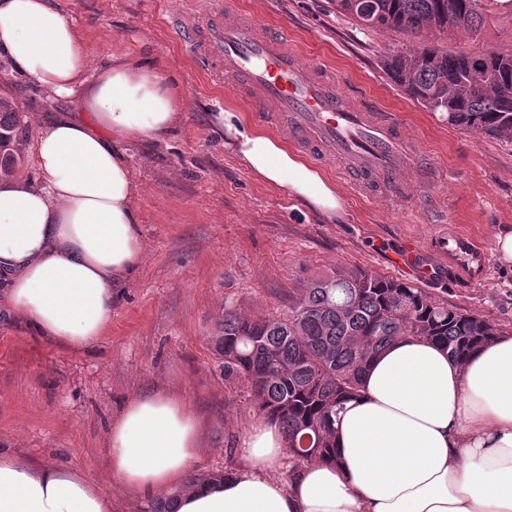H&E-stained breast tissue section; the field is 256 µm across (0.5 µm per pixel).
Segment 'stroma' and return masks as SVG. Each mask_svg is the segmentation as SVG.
Listing matches in <instances>:
<instances>
[{"label": "stroma", "mask_w": 512, "mask_h": 512, "mask_svg": "<svg viewBox=\"0 0 512 512\" xmlns=\"http://www.w3.org/2000/svg\"><path fill=\"white\" fill-rule=\"evenodd\" d=\"M80 27L89 65L132 56L178 86L185 119L164 139L132 141L127 161L145 251L133 280L112 303V330L86 353L66 352L23 325L0 321V450L76 465L112 495V512H139L145 500L103 466L111 419L133 397L151 391L184 395L207 419V446L194 470L224 472L226 452L257 413L247 386L228 383L215 348L225 306L244 317L281 316L291 296L336 271L365 270L421 289L433 300L512 331V264L496 249L512 225V142L466 133L426 111L392 82L379 57L398 46L390 31L359 27L331 0H224L261 28L283 33L305 62L349 99L395 116L429 176L413 173L403 196L358 191L326 155L314 166L336 184L344 208L327 222L302 201L256 179L224 149L213 113H242L253 127L282 137L257 118L233 80L216 83L194 63L170 22L182 0H56ZM452 49L512 47V17L478 32L449 33ZM9 97L29 126L30 149L41 126L68 111L63 101L23 80ZM453 226L479 240L487 276L449 283L432 238ZM436 268L422 281L400 258Z\"/></svg>", "instance_id": "35a3bbf8"}]
</instances>
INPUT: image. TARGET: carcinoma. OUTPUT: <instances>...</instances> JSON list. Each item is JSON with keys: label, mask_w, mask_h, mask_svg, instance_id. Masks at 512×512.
Returning a JSON list of instances; mask_svg holds the SVG:
<instances>
[{"label": "carcinoma", "mask_w": 512, "mask_h": 512, "mask_svg": "<svg viewBox=\"0 0 512 512\" xmlns=\"http://www.w3.org/2000/svg\"><path fill=\"white\" fill-rule=\"evenodd\" d=\"M336 10L373 31L411 42L388 49L381 69L418 105L448 125L512 140V50L468 51L424 40L457 28L478 30L501 10L499 0H333ZM28 125L0 100V174L20 159ZM498 334L481 316L423 291L363 271L336 272L293 297L281 317L244 318L224 309L216 348L224 381H244L257 413L279 424L288 462L340 464L336 418L360 395L372 359L399 338H416L465 360Z\"/></svg>", "instance_id": "carcinoma-1"}]
</instances>
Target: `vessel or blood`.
<instances>
[{"label":"vessel or blood","instance_id":"b4317fda","mask_svg":"<svg viewBox=\"0 0 512 512\" xmlns=\"http://www.w3.org/2000/svg\"><path fill=\"white\" fill-rule=\"evenodd\" d=\"M174 29L212 78L243 77L250 99L286 113L290 140L311 153L331 151L362 192H371L375 178L392 179L403 169L394 119L335 90L279 35L223 9L201 13L191 5ZM439 247L468 279L482 277L489 266L486 249L467 236L447 235Z\"/></svg>","mask_w":512,"mask_h":512}]
</instances>
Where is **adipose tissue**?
<instances>
[{
	"instance_id": "1",
	"label": "adipose tissue",
	"mask_w": 512,
	"mask_h": 512,
	"mask_svg": "<svg viewBox=\"0 0 512 512\" xmlns=\"http://www.w3.org/2000/svg\"><path fill=\"white\" fill-rule=\"evenodd\" d=\"M0 59V94L18 74L70 105L33 142L37 182L0 178V314L81 353L109 333L144 251L124 144L181 124L183 95L140 59L90 70L55 0H0ZM215 119L259 180L342 211L335 183L286 143L240 113ZM205 439L184 397L142 394L109 426L105 469L140 496L175 495L174 512H512V333L462 362L419 339L386 347L336 423L340 465L289 471L278 424L260 419L223 479L186 488ZM0 512H112V498L81 468L0 451Z\"/></svg>"
}]
</instances>
